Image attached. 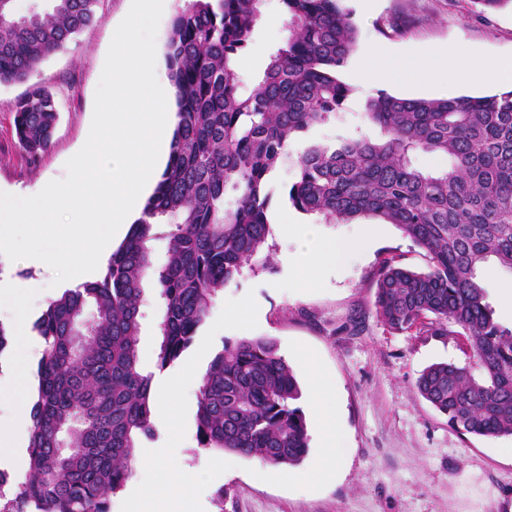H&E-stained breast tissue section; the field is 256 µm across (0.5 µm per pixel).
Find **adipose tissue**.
<instances>
[{"instance_id":"ef3b65f1","label":"adipose tissue","mask_w":512,"mask_h":512,"mask_svg":"<svg viewBox=\"0 0 512 512\" xmlns=\"http://www.w3.org/2000/svg\"><path fill=\"white\" fill-rule=\"evenodd\" d=\"M372 237L370 228H363L357 237L350 241L334 242L311 252L305 261L309 273H318L328 263L340 264L352 256L357 250L364 248ZM33 284L19 281L9 274L0 273V306L6 307L16 333H24L29 292ZM27 383L23 363H15L7 379H0V404L10 403L13 414L9 419H0V447L6 448L23 435L28 425V414L24 399ZM309 394L315 398L317 405V427L322 441V452L317 458L315 469L306 474V481L316 483L330 476L337 464L339 454L338 429L336 424L335 390L320 379H312Z\"/></svg>"}]
</instances>
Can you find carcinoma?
Segmentation results:
<instances>
[{
	"label": "carcinoma",
	"instance_id": "carcinoma-1",
	"mask_svg": "<svg viewBox=\"0 0 512 512\" xmlns=\"http://www.w3.org/2000/svg\"><path fill=\"white\" fill-rule=\"evenodd\" d=\"M0 0V82L26 80L48 56L102 20V0H49L17 16ZM290 35L248 94L236 64L262 0H187L173 20L166 62L179 121L168 162L142 217L112 252L102 279L67 289L33 329L45 346L31 406L29 470L0 512H111L131 476L141 438L154 436L152 375L138 355L144 285L161 302L157 367L192 344L224 286L268 267L272 175L302 142L288 201L323 220L371 216L424 249L415 271L385 262L374 306L392 332L462 336L471 363L441 362L416 380L423 399L456 431L512 436V327L486 301L483 269L512 271V90L450 99L369 98L380 136L308 137L338 116L351 89L336 75L356 41L341 0H279ZM59 116L36 87L14 107V130L31 157L49 145ZM421 154L447 158L425 170ZM167 240L166 260L150 244ZM297 380L275 343L227 342L203 378L201 448L295 466L308 451Z\"/></svg>",
	"mask_w": 512,
	"mask_h": 512
}]
</instances>
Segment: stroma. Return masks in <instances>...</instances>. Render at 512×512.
<instances>
[{"label": "stroma", "mask_w": 512, "mask_h": 512, "mask_svg": "<svg viewBox=\"0 0 512 512\" xmlns=\"http://www.w3.org/2000/svg\"><path fill=\"white\" fill-rule=\"evenodd\" d=\"M344 5L357 27V40L337 76L351 83L352 93L339 119L313 128L315 140L331 143L358 129L378 137L364 116V103L374 91L351 82L357 63L372 56L413 65L385 86V93L437 99L438 87L418 79L415 67L424 66L431 51L462 50L465 59L451 64V89L459 96L496 94L494 85L472 81L467 62L512 57V0L492 10L475 7L471 0H344ZM130 6L131 0H103L99 23L44 60L27 81L0 84V192L65 177L67 161L87 140L105 58ZM288 35L278 0H268L237 69L242 91L254 87L270 54ZM34 87L56 95L59 122L49 146L33 160L15 137L13 110L16 100ZM294 223L319 224L329 242L353 236L363 226L375 235L361 255L311 277L294 261L297 238L283 232L284 225ZM270 242V267L244 271L224 287L192 345L167 372L177 374L188 362L207 371L228 340H273L301 387H308L313 375L335 387L343 435L340 473L335 481L316 486L289 480L284 466L200 448L199 390L186 385L175 422L154 419L155 438L142 440L138 450L144 459L163 445L183 457L186 468L172 501L176 512H512V459L500 453L512 445V437L486 439L452 430L447 417L415 388L420 372L433 363L469 364L463 337L391 332L373 306L380 263L391 259L425 271L426 252L381 219L321 222L282 196L272 206ZM0 268L23 281L38 279L28 313L29 321H36L47 306L44 296L51 291L53 270L6 258ZM159 319L156 292L146 287L139 355L142 367L152 373L157 370Z\"/></svg>", "instance_id": "35a3bbf8"}]
</instances>
